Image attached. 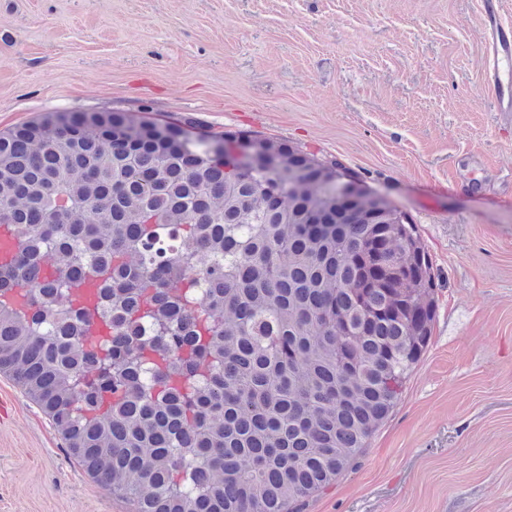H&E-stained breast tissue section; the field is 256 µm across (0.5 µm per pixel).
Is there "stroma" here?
<instances>
[{"instance_id":"obj_1","label":"stroma","mask_w":512,"mask_h":512,"mask_svg":"<svg viewBox=\"0 0 512 512\" xmlns=\"http://www.w3.org/2000/svg\"><path fill=\"white\" fill-rule=\"evenodd\" d=\"M480 0H0V130L144 113L339 162L415 224L429 346L353 469L303 512H512V128ZM0 374V512H130Z\"/></svg>"}]
</instances>
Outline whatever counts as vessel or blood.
I'll return each instance as SVG.
<instances>
[{
  "label": "vessel or blood",
  "instance_id": "vessel-or-blood-1",
  "mask_svg": "<svg viewBox=\"0 0 512 512\" xmlns=\"http://www.w3.org/2000/svg\"><path fill=\"white\" fill-rule=\"evenodd\" d=\"M481 28L485 88L503 122L512 125V23L502 0H481Z\"/></svg>",
  "mask_w": 512,
  "mask_h": 512
}]
</instances>
